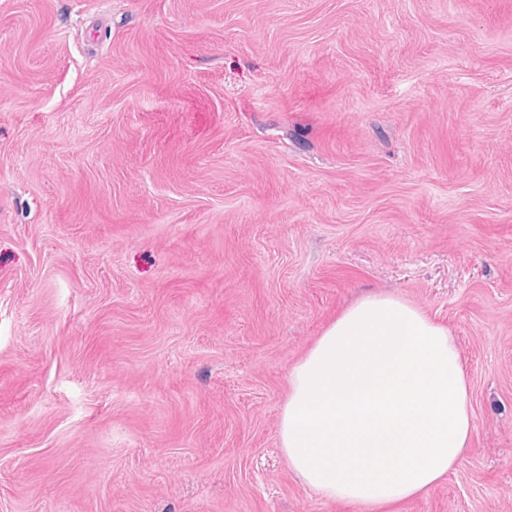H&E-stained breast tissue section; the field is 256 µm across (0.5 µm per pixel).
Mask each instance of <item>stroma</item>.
I'll return each mask as SVG.
<instances>
[{
	"label": "stroma",
	"instance_id": "stroma-1",
	"mask_svg": "<svg viewBox=\"0 0 512 512\" xmlns=\"http://www.w3.org/2000/svg\"><path fill=\"white\" fill-rule=\"evenodd\" d=\"M379 292L474 414L393 512H512V0H0V512H358L280 418Z\"/></svg>",
	"mask_w": 512,
	"mask_h": 512
}]
</instances>
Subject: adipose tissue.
<instances>
[{
  "mask_svg": "<svg viewBox=\"0 0 512 512\" xmlns=\"http://www.w3.org/2000/svg\"><path fill=\"white\" fill-rule=\"evenodd\" d=\"M473 426L448 327L401 297L373 294L345 309L294 367L280 441L317 496L382 512L445 479Z\"/></svg>",
  "mask_w": 512,
  "mask_h": 512,
  "instance_id": "1",
  "label": "adipose tissue"
}]
</instances>
